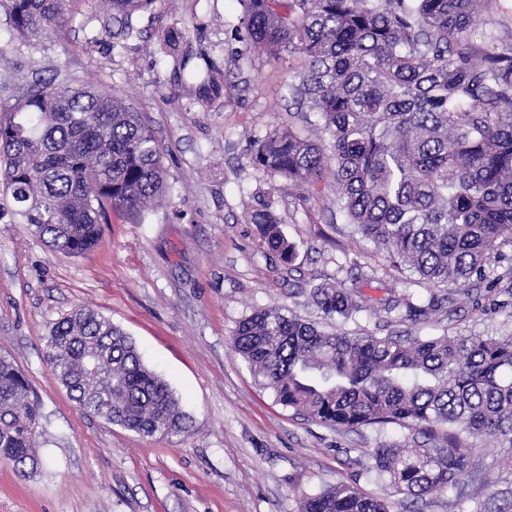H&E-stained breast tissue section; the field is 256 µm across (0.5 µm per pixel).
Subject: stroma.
I'll return each instance as SVG.
<instances>
[{"instance_id":"obj_1","label":"stroma","mask_w":512,"mask_h":512,"mask_svg":"<svg viewBox=\"0 0 512 512\" xmlns=\"http://www.w3.org/2000/svg\"><path fill=\"white\" fill-rule=\"evenodd\" d=\"M104 9L103 0H77L56 35L28 44L0 21V45L10 47L0 108L35 77L62 91L94 78L142 113L173 192L142 221L113 215L100 245L72 258L0 210V354L39 402L43 461L24 476L0 458V512H298L304 496L342 482L405 512L403 496L365 475L360 458L381 442L409 440V431H343L295 414L233 353V333L254 310L282 308L327 328L404 339L510 336L512 304L487 297L496 276L512 289V247L492 259L486 279L465 284L454 314L417 326L386 315L380 304L403 290V277L352 234L333 178L299 186L250 160L255 141L281 125L328 147L289 92L304 58L246 49L238 0H155L125 26L104 25ZM172 29L183 33L175 46L164 41ZM471 41L512 51V0L483 14ZM263 202L295 246L291 263L259 245L250 212ZM323 282L362 290L368 302L357 321L326 318L310 296ZM79 306L134 340L180 398L189 433L145 438L77 409L45 352L54 323Z\"/></svg>"}]
</instances>
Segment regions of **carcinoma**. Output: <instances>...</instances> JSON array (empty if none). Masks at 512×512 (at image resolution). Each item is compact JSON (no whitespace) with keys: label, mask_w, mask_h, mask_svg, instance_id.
Here are the masks:
<instances>
[{"label":"carcinoma","mask_w":512,"mask_h":512,"mask_svg":"<svg viewBox=\"0 0 512 512\" xmlns=\"http://www.w3.org/2000/svg\"><path fill=\"white\" fill-rule=\"evenodd\" d=\"M76 0H0L13 36L48 39ZM155 0H106L125 21ZM250 49L301 54L292 94L313 114L331 155L292 127L256 142L259 171L297 185L333 169L336 205L391 266L416 275L385 299L387 313L425 324L453 313L460 286L484 276L512 244V54L464 38L497 0H239ZM0 201L50 250L80 256L112 213L132 219L170 193L153 131L125 99L88 81L67 91L25 84L0 118ZM263 249L291 262L295 246L264 205L250 214ZM330 318L363 311L360 292L323 283L311 293ZM232 350L277 402L321 425H398L429 448L381 442L367 473L416 503L480 497L494 465L474 463L492 439L512 463V336H416L326 330L261 309L239 322ZM49 362L77 408L144 437L187 433L190 417L142 361L132 339L87 307L54 324ZM14 362L0 357V457L42 467L38 405ZM300 512H390L357 483L304 497Z\"/></svg>","instance_id":"1"}]
</instances>
